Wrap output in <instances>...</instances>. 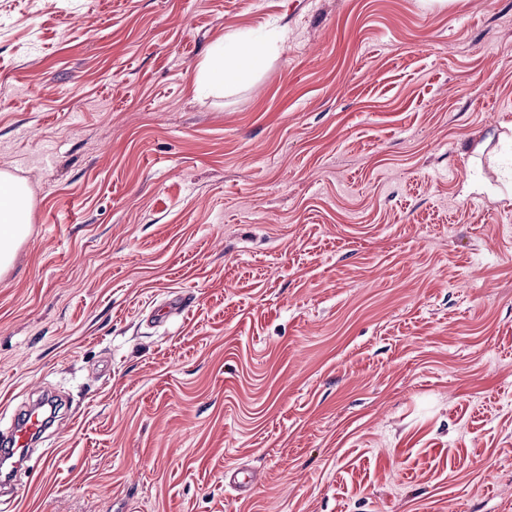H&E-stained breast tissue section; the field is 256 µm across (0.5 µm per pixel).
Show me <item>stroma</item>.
Segmentation results:
<instances>
[{"instance_id":"35a3bbf8","label":"stroma","mask_w":512,"mask_h":512,"mask_svg":"<svg viewBox=\"0 0 512 512\" xmlns=\"http://www.w3.org/2000/svg\"><path fill=\"white\" fill-rule=\"evenodd\" d=\"M1 170L0 512H512V0H0ZM31 206L26 184L0 172V276L10 271L17 248L31 234ZM45 418L33 408L25 413L15 425L11 434L7 437L6 446L1 450V469L8 463V478L21 470L29 457L30 448L38 441L46 431ZM37 437L36 440H34ZM9 451L10 453H4ZM6 479V480H7Z\"/></svg>"}]
</instances>
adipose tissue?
<instances>
[{"mask_svg":"<svg viewBox=\"0 0 512 512\" xmlns=\"http://www.w3.org/2000/svg\"><path fill=\"white\" fill-rule=\"evenodd\" d=\"M31 206L26 184L0 172V276L10 271L17 248L31 234Z\"/></svg>","mask_w":512,"mask_h":512,"instance_id":"adipose-tissue-1","label":"adipose tissue"}]
</instances>
